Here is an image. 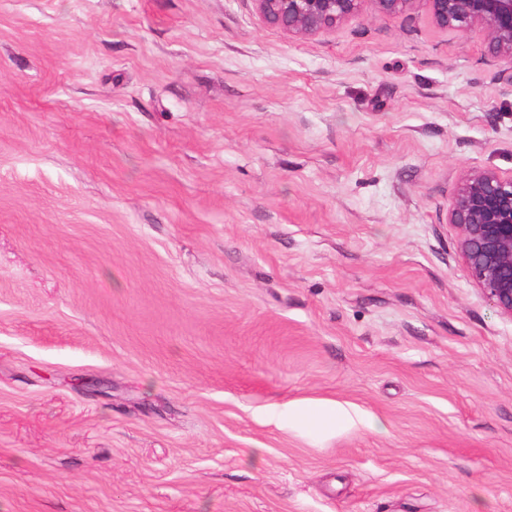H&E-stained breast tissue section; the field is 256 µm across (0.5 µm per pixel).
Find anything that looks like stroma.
Returning a JSON list of instances; mask_svg holds the SVG:
<instances>
[{
  "instance_id": "obj_1",
  "label": "stroma",
  "mask_w": 512,
  "mask_h": 512,
  "mask_svg": "<svg viewBox=\"0 0 512 512\" xmlns=\"http://www.w3.org/2000/svg\"><path fill=\"white\" fill-rule=\"evenodd\" d=\"M504 67L421 10L0 0V512H512L448 222L512 176ZM310 408L323 420L334 424L336 422H341L351 427H355L358 425H366L368 422L357 411L346 408L334 401L320 403Z\"/></svg>"
}]
</instances>
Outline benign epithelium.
Returning <instances> with one entry per match:
<instances>
[{"instance_id": "obj_1", "label": "benign epithelium", "mask_w": 512, "mask_h": 512, "mask_svg": "<svg viewBox=\"0 0 512 512\" xmlns=\"http://www.w3.org/2000/svg\"><path fill=\"white\" fill-rule=\"evenodd\" d=\"M264 21L297 36H310L362 19L366 10L391 15L424 9L446 31L474 30L490 55L508 64L499 78L512 84V0H255ZM458 229L459 251L471 279L512 319V177L476 168L460 178L448 208Z\"/></svg>"}]
</instances>
